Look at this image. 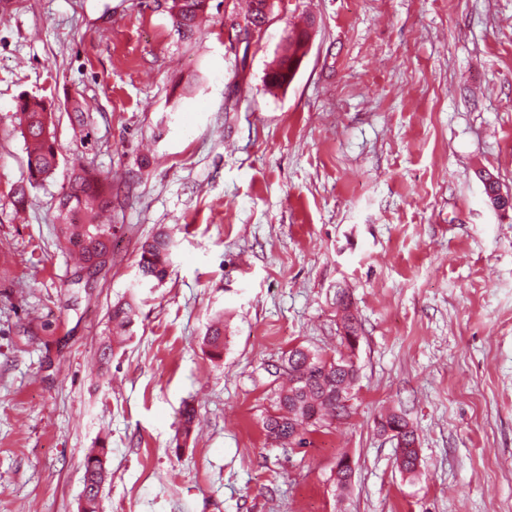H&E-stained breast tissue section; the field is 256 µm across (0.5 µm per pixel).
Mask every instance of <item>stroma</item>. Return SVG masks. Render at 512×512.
Returning <instances> with one entry per match:
<instances>
[{
	"label": "stroma",
	"mask_w": 512,
	"mask_h": 512,
	"mask_svg": "<svg viewBox=\"0 0 512 512\" xmlns=\"http://www.w3.org/2000/svg\"><path fill=\"white\" fill-rule=\"evenodd\" d=\"M245 7L209 0L191 33L168 0L0 10V512H79L99 443L100 512H512V208L483 184L512 194V0H282L249 48L226 26ZM308 19L294 80L270 86ZM24 95L54 112L60 174L18 216ZM75 164L115 191L94 273L57 239ZM162 225L170 275L137 287ZM341 289L361 325L349 411L271 448L285 353L346 351ZM131 295L135 323L101 363ZM187 403L199 427L180 444ZM389 410L417 436L415 477L380 427ZM204 345L211 358L220 359L224 355V318L218 316L209 326ZM108 448H90L84 458V488L80 512H99L100 494L108 479Z\"/></svg>",
	"instance_id": "obj_1"
}]
</instances>
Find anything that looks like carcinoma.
Segmentation results:
<instances>
[{"instance_id":"1","label":"carcinoma","mask_w":512,"mask_h":512,"mask_svg":"<svg viewBox=\"0 0 512 512\" xmlns=\"http://www.w3.org/2000/svg\"><path fill=\"white\" fill-rule=\"evenodd\" d=\"M265 0H249L244 14V26L257 25L263 19ZM208 7V0H171L170 11L179 27L188 31L197 27ZM308 31L295 32L288 48L289 54L278 56L267 73L273 87L292 82L296 75L293 57L306 53ZM15 115L27 150V176L10 192V202L19 211L28 202L29 189L53 178L59 168L53 113L45 101L37 97H22L17 101ZM68 186L58 202V239L67 249L77 253L83 268L100 266V257L112 252L114 225L100 224L97 217L112 207V186L104 184L84 166H75L67 173ZM175 241L171 235L158 230L141 243L139 248L138 280L151 287L161 284L172 266ZM337 312L341 313L342 341L351 346L350 337L359 335V325L346 292L337 294ZM135 316L131 300L112 306L109 319L112 331L122 334L132 325ZM208 354L214 359L224 355V318L219 316L209 326L204 338ZM282 374L288 384L278 388L275 412L266 416L263 429L267 441L284 447L292 444L297 434L314 432L330 421L346 414L340 395L348 394L359 377V367L353 359L343 362L328 360L302 348L288 351ZM405 446L398 454V465L406 473L417 469L418 451L414 432L404 435ZM108 449L91 448L84 458V488L80 512H99L100 494L108 479L106 467ZM353 473L345 457L337 462L334 484L344 491L349 486L348 475Z\"/></svg>"}]
</instances>
